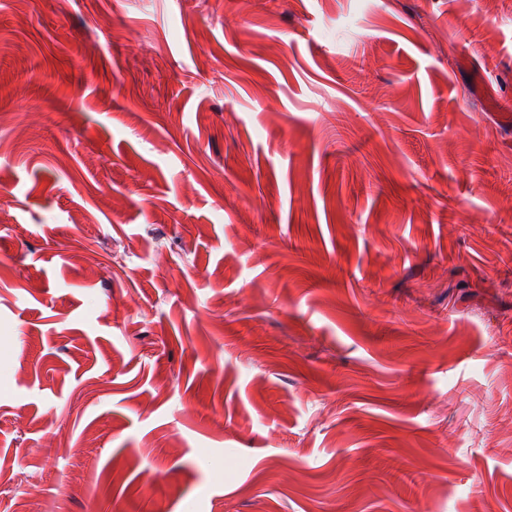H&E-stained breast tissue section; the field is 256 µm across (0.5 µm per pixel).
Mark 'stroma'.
<instances>
[{
    "label": "stroma",
    "instance_id": "stroma-1",
    "mask_svg": "<svg viewBox=\"0 0 512 512\" xmlns=\"http://www.w3.org/2000/svg\"><path fill=\"white\" fill-rule=\"evenodd\" d=\"M21 501L512 512V0H0Z\"/></svg>",
    "mask_w": 512,
    "mask_h": 512
}]
</instances>
